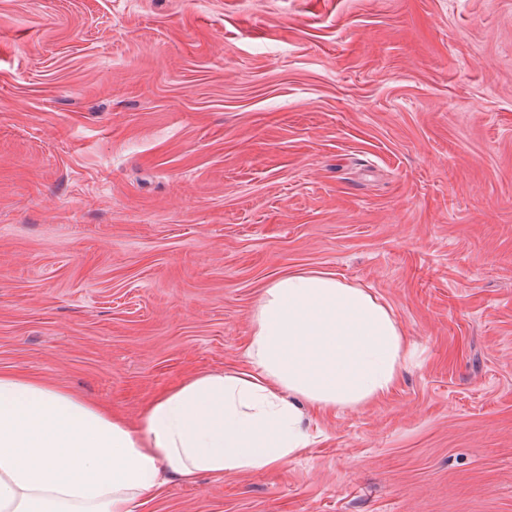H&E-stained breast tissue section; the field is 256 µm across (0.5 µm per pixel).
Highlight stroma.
Returning <instances> with one entry per match:
<instances>
[{
    "label": "stroma",
    "instance_id": "obj_1",
    "mask_svg": "<svg viewBox=\"0 0 512 512\" xmlns=\"http://www.w3.org/2000/svg\"><path fill=\"white\" fill-rule=\"evenodd\" d=\"M308 269L416 363L149 512H512V0H0V373L136 421Z\"/></svg>",
    "mask_w": 512,
    "mask_h": 512
}]
</instances>
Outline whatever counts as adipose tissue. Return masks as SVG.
<instances>
[{
    "instance_id": "obj_1",
    "label": "adipose tissue",
    "mask_w": 512,
    "mask_h": 512,
    "mask_svg": "<svg viewBox=\"0 0 512 512\" xmlns=\"http://www.w3.org/2000/svg\"><path fill=\"white\" fill-rule=\"evenodd\" d=\"M251 368L194 375L137 422L0 374V512H146L171 483L272 470L308 447L301 407L391 392L414 349L392 309L333 272L280 275L252 315Z\"/></svg>"
}]
</instances>
